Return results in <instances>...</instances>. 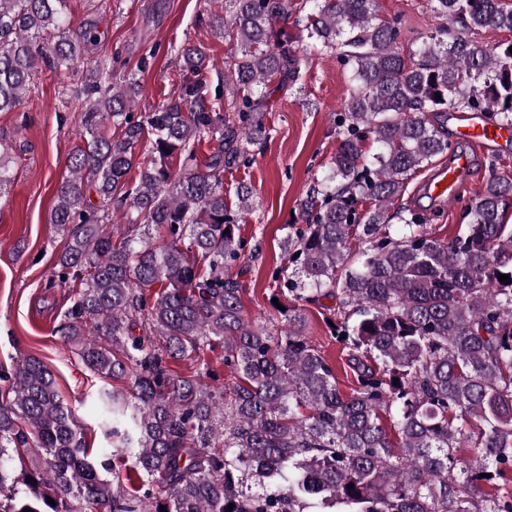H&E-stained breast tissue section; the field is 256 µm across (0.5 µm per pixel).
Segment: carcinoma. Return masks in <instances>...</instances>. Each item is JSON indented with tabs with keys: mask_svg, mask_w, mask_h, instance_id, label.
I'll return each mask as SVG.
<instances>
[{
	"mask_svg": "<svg viewBox=\"0 0 512 512\" xmlns=\"http://www.w3.org/2000/svg\"><path fill=\"white\" fill-rule=\"evenodd\" d=\"M67 2L0 0V112L41 64L86 72L84 145L51 213L67 233L54 277L69 287L55 333L104 381L112 455L92 456L52 371L22 360L0 375V512H512L511 490L485 491L512 471V175L491 167L447 241L423 231L421 207L389 213L411 173L450 150L448 113L512 126V41L475 40L512 31V5L430 0L442 24L406 52L377 0H224L206 13L240 42L224 76L208 80L204 48L186 42L178 94L136 112L137 72L115 84L88 53L95 26L71 30ZM292 10L352 92L329 171L300 203L307 224L281 242L272 280L294 305L276 332L243 314L248 242L224 174L268 138L262 88L298 80L303 58L275 31ZM9 149L0 136V197ZM322 298L336 301L349 393L305 336L302 303ZM219 345L230 388L171 367L194 357L207 370L201 354ZM24 456L36 466L18 471ZM124 457L142 480L131 493L105 477Z\"/></svg>",
	"mask_w": 512,
	"mask_h": 512,
	"instance_id": "cac0c4a2",
	"label": "carcinoma"
}]
</instances>
